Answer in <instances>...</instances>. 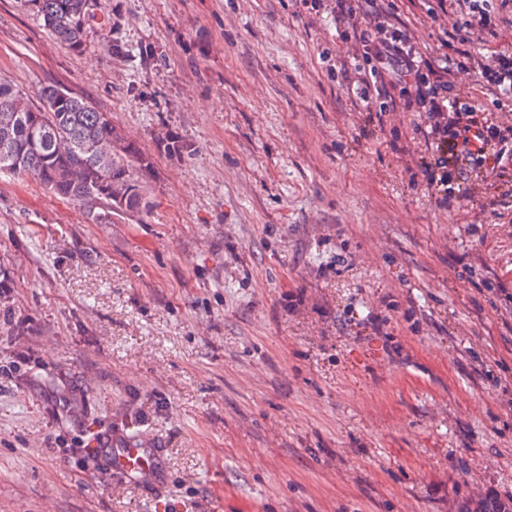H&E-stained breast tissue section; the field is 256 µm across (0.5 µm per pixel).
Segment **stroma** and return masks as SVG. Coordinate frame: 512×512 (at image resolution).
<instances>
[{"label":"stroma","mask_w":512,"mask_h":512,"mask_svg":"<svg viewBox=\"0 0 512 512\" xmlns=\"http://www.w3.org/2000/svg\"><path fill=\"white\" fill-rule=\"evenodd\" d=\"M305 0H0V77L150 163L111 223L0 175V512H457L512 495V206L440 207L416 113L362 133ZM178 138L183 151L167 147ZM159 451L160 481L109 447ZM42 18L43 25L60 42L79 49L82 45L83 24L89 15V0H31ZM112 473L137 480H152L159 472L158 449L145 448L141 442H129L110 448Z\"/></svg>","instance_id":"1"}]
</instances>
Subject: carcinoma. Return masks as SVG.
Instances as JSON below:
<instances>
[{
	"label": "carcinoma",
	"mask_w": 512,
	"mask_h": 512,
	"mask_svg": "<svg viewBox=\"0 0 512 512\" xmlns=\"http://www.w3.org/2000/svg\"><path fill=\"white\" fill-rule=\"evenodd\" d=\"M43 25L77 50L90 0H32ZM34 106L11 81L0 78V174L30 177L52 193L86 206L93 219L147 209L143 180L149 162L112 124L110 113L52 86Z\"/></svg>",
	"instance_id": "obj_1"
}]
</instances>
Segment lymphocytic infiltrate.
Masks as SVG:
<instances>
[{
  "label": "lymphocytic infiltrate",
  "mask_w": 512,
  "mask_h": 512,
  "mask_svg": "<svg viewBox=\"0 0 512 512\" xmlns=\"http://www.w3.org/2000/svg\"><path fill=\"white\" fill-rule=\"evenodd\" d=\"M458 45L418 46L396 20L394 0H329L348 90L366 112H415L427 152L416 166L440 206L448 185H484L512 197V39L502 36L512 0H408ZM474 72L490 105L457 91Z\"/></svg>",
  "instance_id": "f902f5d3"
}]
</instances>
